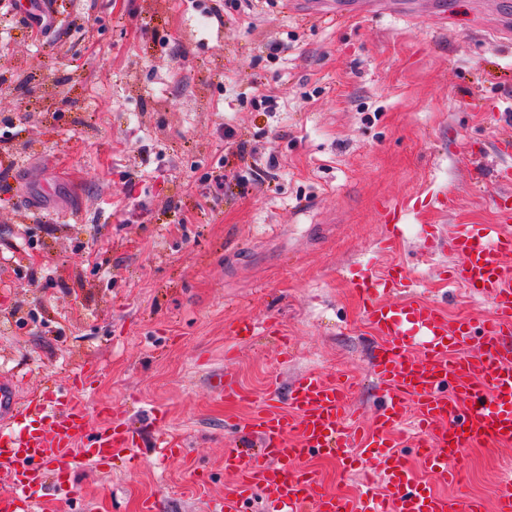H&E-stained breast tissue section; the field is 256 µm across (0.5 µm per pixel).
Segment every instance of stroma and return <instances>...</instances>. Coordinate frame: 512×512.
<instances>
[{"instance_id": "1", "label": "stroma", "mask_w": 512, "mask_h": 512, "mask_svg": "<svg viewBox=\"0 0 512 512\" xmlns=\"http://www.w3.org/2000/svg\"><path fill=\"white\" fill-rule=\"evenodd\" d=\"M40 39L0 16V373L72 387L92 431L131 423L132 464L77 471L39 512H212L234 480L226 424L270 388L350 379L367 423L379 338L353 284L391 264L449 320L456 224L512 184V0H47ZM234 138H226V130ZM247 154H239L237 143ZM403 208L389 238L386 207ZM263 331L237 339L233 323ZM99 366L92 384L80 367ZM229 374L245 397L225 402ZM186 446L160 460L157 439ZM512 448H469L449 494L489 499ZM306 465L358 499L334 459Z\"/></svg>"}]
</instances>
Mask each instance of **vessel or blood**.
I'll return each instance as SVG.
<instances>
[{
    "label": "vessel or blood",
    "mask_w": 512,
    "mask_h": 512,
    "mask_svg": "<svg viewBox=\"0 0 512 512\" xmlns=\"http://www.w3.org/2000/svg\"><path fill=\"white\" fill-rule=\"evenodd\" d=\"M448 245L461 258L450 279L489 299L490 312L452 326L438 306L417 296L386 301L401 284L399 271L362 277L356 288L365 318L381 339L372 373L382 397L370 425L347 424L351 383L303 374L289 392L288 411L274 392L258 405L249 422L258 454L225 447L224 468L237 480L225 487L216 512H242L258 492L266 512H484L481 501L440 495L418 480L400 441L407 415H414L416 454L443 482L458 479L466 449L485 441L512 445V352L500 344L512 335V209L503 208L497 224L456 225ZM1 417L16 430L0 432V475L17 491L0 496V512H32L27 492L47 473L60 487L83 462L108 464L131 456L137 444L135 432L121 425L88 434L85 408L67 393L21 408L1 381ZM314 453L379 478L384 494L354 502L322 490L303 465ZM491 494L497 512H512L511 467Z\"/></svg>",
    "instance_id": "vessel-or-blood-1"
}]
</instances>
